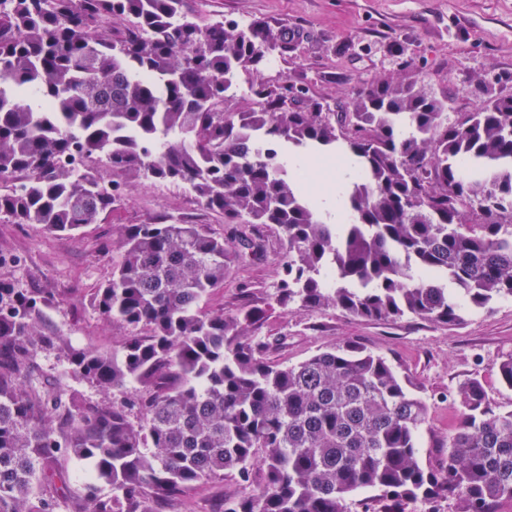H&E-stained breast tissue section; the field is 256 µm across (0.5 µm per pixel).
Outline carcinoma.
Wrapping results in <instances>:
<instances>
[{
	"mask_svg": "<svg viewBox=\"0 0 512 512\" xmlns=\"http://www.w3.org/2000/svg\"><path fill=\"white\" fill-rule=\"evenodd\" d=\"M294 40L261 20L204 22L186 0H0V219L57 236L97 224L121 197L107 166L186 182L227 224L276 225L283 306L448 325L460 296L476 308L512 298V94L485 89L454 122L409 75L365 85L340 110L288 83L251 86L257 111L224 107L240 72ZM283 142L355 160L346 223L323 219L300 171L285 175ZM119 244L94 303L133 333L110 353L48 328L54 296L0 280V512H159L227 473L261 486L220 512H343L360 490L396 505L457 496L462 512L512 499V410L492 408L480 380L458 389L448 459L426 470V401L386 358L345 343L271 363L261 311L202 310L229 263L262 251L253 237L160 218L126 225ZM45 351L90 387L143 394L94 402L52 388ZM72 457L94 478L79 503Z\"/></svg>",
	"mask_w": 512,
	"mask_h": 512,
	"instance_id": "cac0c4a2",
	"label": "carcinoma"
}]
</instances>
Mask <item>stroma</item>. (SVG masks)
I'll return each instance as SVG.
<instances>
[{
  "label": "stroma",
  "instance_id": "1",
  "mask_svg": "<svg viewBox=\"0 0 512 512\" xmlns=\"http://www.w3.org/2000/svg\"><path fill=\"white\" fill-rule=\"evenodd\" d=\"M188 6L208 21L260 19L294 31L296 40L263 71V82L304 86L309 96L333 106L348 105L371 81L404 72L434 95L447 97L452 121L474 111L481 84L512 94V0H188ZM119 180L124 185L120 201L81 234L55 236L35 224L0 222V278L54 294L48 324L66 341L101 351L129 334L91 305L95 289L121 259L117 248L102 254L103 241H118L124 225L161 215L221 235L228 230L223 215L206 209L184 185L153 183L134 173ZM256 233L263 255L230 264L206 308L228 315L245 306L263 309L266 319L258 335L268 343V360L294 364L347 341L387 357L428 404L419 447L422 464L433 470L448 455L462 383L479 378L493 408L512 410V390L498 376L501 362L512 357V299L488 309H463L455 326L412 316L369 321L333 307L297 303L283 308L275 301L281 232L266 225ZM245 491L228 476L195 488L167 512H213L220 499Z\"/></svg>",
  "mask_w": 512,
  "mask_h": 512
}]
</instances>
